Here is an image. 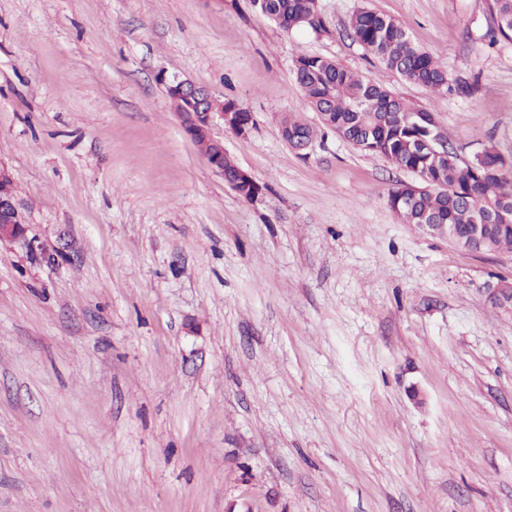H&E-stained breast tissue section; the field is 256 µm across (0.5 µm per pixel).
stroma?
I'll return each instance as SVG.
<instances>
[{"mask_svg":"<svg viewBox=\"0 0 512 512\" xmlns=\"http://www.w3.org/2000/svg\"><path fill=\"white\" fill-rule=\"evenodd\" d=\"M284 30L253 0H0V512H512V251L401 223L411 173L358 151L295 87L332 58L434 112L464 158L512 156V43L487 0H318ZM399 20L461 88L437 94L347 33ZM236 101L211 132L160 73ZM317 126L302 150L285 118ZM215 138V137H214ZM217 142H215V150L212 152V155L206 156L210 165L214 169L215 172L222 174L224 176V181L228 184L232 185L236 183V187H233L234 189L237 188V192L242 197L249 199L252 196H255L256 194H260L262 191L261 186H259L258 183H237L239 180V167L229 158L227 155L224 154V143L223 141L215 138ZM220 156L224 155V166H218L214 162H212V158L214 156ZM0 210L3 212L4 210H7L12 216V223L17 224H6L8 221H5L3 219V216L1 214V221L5 224H0V238L6 239H17L21 237L24 234V226L22 222L18 220V209L15 204L12 203L11 200L4 201L2 200L0 202Z\"/></svg>","mask_w":512,"mask_h":512,"instance_id":"35a3bbf8","label":"stroma"}]
</instances>
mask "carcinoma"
Returning a JSON list of instances; mask_svg holds the SVG:
<instances>
[{"label":"carcinoma","instance_id":"1","mask_svg":"<svg viewBox=\"0 0 512 512\" xmlns=\"http://www.w3.org/2000/svg\"><path fill=\"white\" fill-rule=\"evenodd\" d=\"M258 11L282 28L306 27L315 33L326 22L315 0H253ZM494 37L512 41V0H487ZM350 36L387 69L404 80L435 92L451 90L448 71L412 40L396 19L371 10L355 12ZM293 75L297 88L318 112L322 126L333 130L355 149L382 157L402 170H416L423 190L401 209L399 220L417 227L432 222L464 230L469 224H497L483 245L485 251L512 250V158L486 149L468 162L454 153L438 160L421 152L418 143L430 135L442 139L441 127L425 121L428 109L410 104L360 74L329 58L302 54ZM288 141L304 147L316 129L289 118ZM239 167L224 157V181L248 199L262 191L257 183H238Z\"/></svg>","mask_w":512,"mask_h":512}]
</instances>
